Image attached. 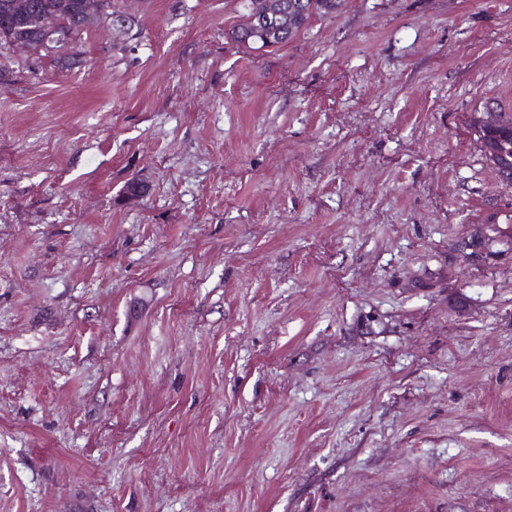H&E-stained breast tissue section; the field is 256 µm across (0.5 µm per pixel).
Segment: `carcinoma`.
Returning a JSON list of instances; mask_svg holds the SVG:
<instances>
[{
    "instance_id": "cac0c4a2",
    "label": "carcinoma",
    "mask_w": 512,
    "mask_h": 512,
    "mask_svg": "<svg viewBox=\"0 0 512 512\" xmlns=\"http://www.w3.org/2000/svg\"><path fill=\"white\" fill-rule=\"evenodd\" d=\"M285 15L254 25L250 15L232 32V39L246 47H275L293 40L317 14H332L340 0H285ZM100 0H0V36L24 37L39 43L44 39L40 21L58 22L63 39L50 46L54 50L76 41L90 27L100 23ZM475 130L486 157L499 179L512 183V113L501 111L493 102L485 105L484 116L475 120Z\"/></svg>"
}]
</instances>
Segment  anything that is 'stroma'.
<instances>
[{
  "label": "stroma",
  "mask_w": 512,
  "mask_h": 512,
  "mask_svg": "<svg viewBox=\"0 0 512 512\" xmlns=\"http://www.w3.org/2000/svg\"><path fill=\"white\" fill-rule=\"evenodd\" d=\"M242 2L0 55V512H512V0ZM278 1H254L251 5L255 15L254 20L261 24H252L248 11L245 21L232 32L233 40L256 50L287 44L305 28L313 15L332 14L336 12L341 2L340 0H284L288 5L286 14L276 19L272 18L271 22L262 23L265 16L283 13L285 4ZM255 44L260 46H251ZM484 108V117L475 120L478 140L498 178L511 184L512 113L501 112L493 102H487Z\"/></svg>",
  "instance_id": "35a3bbf8"
}]
</instances>
